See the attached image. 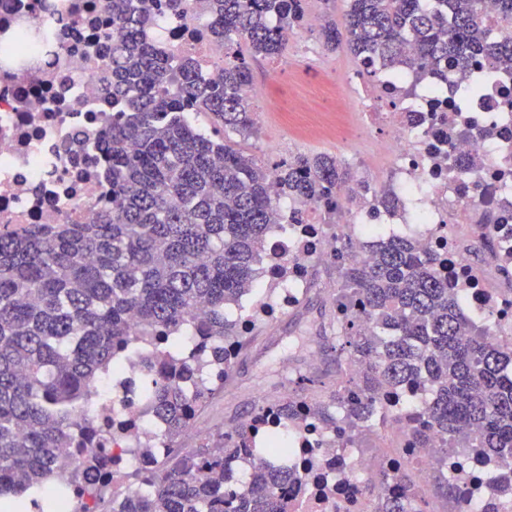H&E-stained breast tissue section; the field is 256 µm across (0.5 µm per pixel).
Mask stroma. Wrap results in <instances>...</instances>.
Listing matches in <instances>:
<instances>
[{"label":"stroma","instance_id":"35a3bbf8","mask_svg":"<svg viewBox=\"0 0 512 512\" xmlns=\"http://www.w3.org/2000/svg\"><path fill=\"white\" fill-rule=\"evenodd\" d=\"M270 60L251 61L252 101L259 111L257 133L242 140V148L266 166L299 153H331L340 157L357 175L380 179L378 164L371 158L356 160L354 147L336 135V125L345 126L352 135H359L363 117L349 114L336 117L335 104L322 100L316 111L292 115L277 111L285 86L305 85L306 72L312 63L305 56L297 37H290L288 51L280 60V86L267 81ZM323 125L319 137L306 136L303 125ZM339 276L335 263L314 267L309 289L296 310L270 322L253 325L246 335L239 357L224 380L220 392L202 406L196 416L197 427L189 428L179 440L183 451L192 452L201 446H216L224 437L230 419L243 416L264 399H279L295 392L294 382L304 372L311 352H318L321 368L318 382L307 387L305 396L313 402H326L336 387V329L332 324L330 299L336 294Z\"/></svg>","mask_w":512,"mask_h":512}]
</instances>
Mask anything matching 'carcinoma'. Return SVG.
<instances>
[{
  "label": "carcinoma",
  "instance_id": "cac0c4a2",
  "mask_svg": "<svg viewBox=\"0 0 512 512\" xmlns=\"http://www.w3.org/2000/svg\"><path fill=\"white\" fill-rule=\"evenodd\" d=\"M119 34L112 58V99L119 115L98 140L112 178V204L93 224H28L0 231V512H50L44 491L68 477L79 497L104 512H287L284 494L294 475L259 458L243 490H224V472L250 448L237 429L215 448L185 454L177 440L197 409L224 386L198 375L188 340L240 345L239 320L228 311L261 284L272 210L282 198L331 207L332 194L355 199L369 190L330 154H297L268 168L238 143L215 140L188 119L203 112L247 138L255 133L247 58L284 57L288 35L300 28L303 0H205L212 38L224 41V80L201 81L191 61L178 68L143 39L154 23L126 0H108ZM342 24L319 29L325 50L345 44L362 61L419 68L448 59L463 66L483 51L512 71V0H497L490 18L482 0H348ZM342 289L354 291L366 320L336 301V354L363 367L362 398L310 404L308 415L329 425L335 409L364 427L376 415L383 388L421 381L435 389L427 407L438 452L480 449L512 460V348L491 328L469 319L460 299L436 275L431 256L408 237L391 236L365 259H347ZM203 311L199 321L190 319ZM144 351L155 369L144 383L140 415L163 422L161 465L140 470L145 492L107 497L114 466L112 414L96 415L103 379L120 372L128 351ZM274 419L301 414L295 400L277 402ZM76 448L79 458L58 453ZM203 470L199 479L195 471Z\"/></svg>",
  "mask_w": 512,
  "mask_h": 512
}]
</instances>
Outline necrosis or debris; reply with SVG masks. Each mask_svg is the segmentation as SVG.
Listing matches in <instances>:
<instances>
[{
	"label": "necrosis or debris",
	"mask_w": 512,
	"mask_h": 512,
	"mask_svg": "<svg viewBox=\"0 0 512 512\" xmlns=\"http://www.w3.org/2000/svg\"><path fill=\"white\" fill-rule=\"evenodd\" d=\"M153 14L145 36L171 67L190 57L203 81L222 78L224 47L210 38L193 0L181 17L168 0H155ZM117 34L105 0H0V229L91 224L102 202L111 200L97 142L119 109L107 90L112 71L102 52ZM319 96L335 100L337 111L364 113L365 140L383 160V175L399 197L387 210L354 206L339 194L337 208L355 224L402 226L436 258L449 292L462 297L466 316L488 320L497 338L512 344V289L495 285L466 242L473 226L488 224L500 250H512V72L481 56L463 79L446 64L421 73L406 67L373 75L362 66L340 84L318 74L314 88L290 89L278 109L311 112ZM321 211L316 204L296 211L280 204L283 228L270 239L263 294L252 301L242 330L296 308L311 269L334 255ZM426 400L422 389L380 393L377 404L389 412L385 430L399 444L376 456L346 447V422L323 427L306 416L289 427V453L272 459L298 475L287 494L288 512H375L362 485L381 472L385 497L424 501L437 469L462 490L461 504L448 512H512V492L489 485L484 457L440 454L413 443V424L403 412L424 409ZM153 433L140 425L114 440L120 463L112 471L113 499L137 492L129 474L140 469V448ZM408 462L417 472L410 488L401 478Z\"/></svg>",
	"instance_id": "necrosis-or-debris-1"
}]
</instances>
